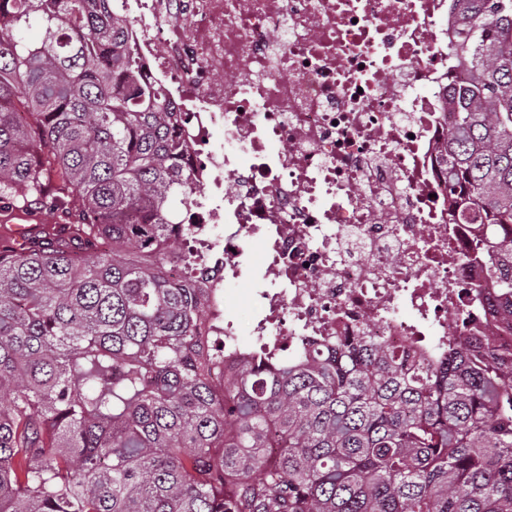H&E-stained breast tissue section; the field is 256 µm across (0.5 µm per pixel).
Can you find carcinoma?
<instances>
[{"label":"carcinoma","mask_w":512,"mask_h":512,"mask_svg":"<svg viewBox=\"0 0 512 512\" xmlns=\"http://www.w3.org/2000/svg\"><path fill=\"white\" fill-rule=\"evenodd\" d=\"M441 161L512 316V0H451ZM111 0H0V200L63 223L0 250V512H512V346L246 351L168 256L200 186Z\"/></svg>","instance_id":"cac0c4a2"}]
</instances>
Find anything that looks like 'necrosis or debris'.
<instances>
[{
  "label": "necrosis or debris",
  "instance_id": "1",
  "mask_svg": "<svg viewBox=\"0 0 512 512\" xmlns=\"http://www.w3.org/2000/svg\"><path fill=\"white\" fill-rule=\"evenodd\" d=\"M112 14L142 79L186 117L204 191L185 219L225 360L248 335L278 358L364 336L424 357L460 334L512 343L437 164L448 0H113ZM242 282L245 335L229 316Z\"/></svg>",
  "mask_w": 512,
  "mask_h": 512
}]
</instances>
